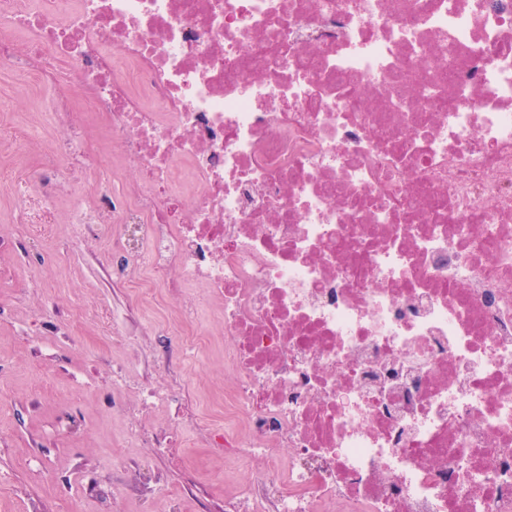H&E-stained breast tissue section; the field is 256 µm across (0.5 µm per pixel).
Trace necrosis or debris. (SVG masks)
<instances>
[{"label": "necrosis or debris", "mask_w": 512, "mask_h": 512, "mask_svg": "<svg viewBox=\"0 0 512 512\" xmlns=\"http://www.w3.org/2000/svg\"><path fill=\"white\" fill-rule=\"evenodd\" d=\"M58 58L136 172L41 188L220 302L224 512H512V0H0V68Z\"/></svg>", "instance_id": "1"}]
</instances>
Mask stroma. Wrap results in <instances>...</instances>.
<instances>
[{
    "mask_svg": "<svg viewBox=\"0 0 512 512\" xmlns=\"http://www.w3.org/2000/svg\"><path fill=\"white\" fill-rule=\"evenodd\" d=\"M55 94L0 68V134L23 140L0 153V512H224L246 474L225 476L211 438L233 384L223 325L185 319L163 289L114 275L121 225L79 235L67 200L32 214L17 204L63 136ZM75 118L83 195L120 188L134 162L101 165L115 153L109 135L84 108ZM144 388L170 399L140 407Z\"/></svg>",
    "mask_w": 512,
    "mask_h": 512,
    "instance_id": "35a3bbf8",
    "label": "stroma"
}]
</instances>
